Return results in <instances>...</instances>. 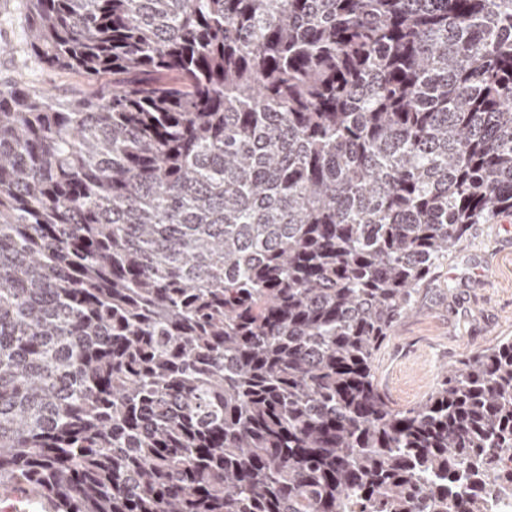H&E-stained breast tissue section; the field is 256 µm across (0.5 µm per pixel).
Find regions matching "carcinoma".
I'll return each instance as SVG.
<instances>
[{"mask_svg": "<svg viewBox=\"0 0 512 512\" xmlns=\"http://www.w3.org/2000/svg\"><path fill=\"white\" fill-rule=\"evenodd\" d=\"M102 94L0 85L14 512H490L512 338L398 409L373 363L512 212V0H29Z\"/></svg>", "mask_w": 512, "mask_h": 512, "instance_id": "cac0c4a2", "label": "carcinoma"}]
</instances>
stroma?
<instances>
[{
	"mask_svg": "<svg viewBox=\"0 0 512 512\" xmlns=\"http://www.w3.org/2000/svg\"><path fill=\"white\" fill-rule=\"evenodd\" d=\"M29 0H0V83L25 82L58 96L86 89L77 74L42 63L28 45ZM511 213L475 224L419 286L410 310L378 351L375 378L396 407L426 398L464 357L512 337Z\"/></svg>",
	"mask_w": 512,
	"mask_h": 512,
	"instance_id": "stroma-1",
	"label": "stroma"
}]
</instances>
